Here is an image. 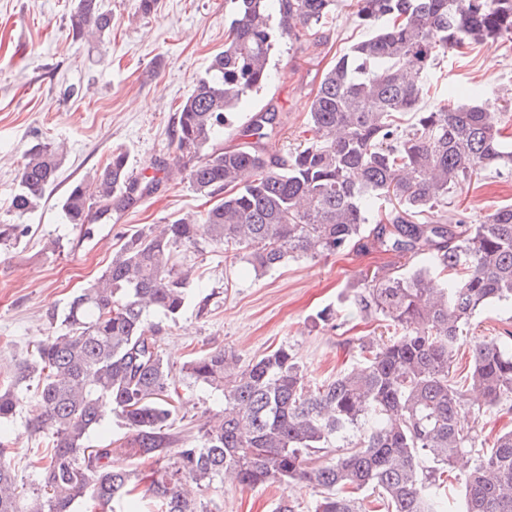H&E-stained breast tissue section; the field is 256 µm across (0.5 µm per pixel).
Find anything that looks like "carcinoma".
Wrapping results in <instances>:
<instances>
[{
	"mask_svg": "<svg viewBox=\"0 0 512 512\" xmlns=\"http://www.w3.org/2000/svg\"><path fill=\"white\" fill-rule=\"evenodd\" d=\"M355 5L376 31L324 73L306 119L316 141L280 159L270 155L275 109L228 147L224 130L237 104L268 83L278 39L319 42L336 0H224V51L181 102L173 135L183 179L217 203L125 236L67 303L59 328L33 342L17 380L37 379L29 425L46 446L31 449L24 480L0 429V512H73L77 502L88 512H211L210 501L188 497L189 483L202 491L297 485L315 492L313 512H452L454 481L460 512H512V430L488 438L478 425L512 407V347L498 336L475 341L467 385L453 381L473 315L512 307V204L466 227L443 211L448 194L480 172L512 170L506 108L459 105L450 94L420 107L437 59L512 40V0ZM70 22L74 39L100 43L111 18L97 0H75ZM405 112L415 115L406 130ZM63 156L40 143L24 153L17 217L38 208ZM160 182L132 178L116 150L59 207L68 224H108ZM376 199L391 207L371 213ZM25 231L0 223V248ZM204 243L257 271L358 247L418 263L362 275L354 306L390 335L361 341L359 361L332 380L310 383L286 345L247 362L216 347L184 363L194 383L221 392L224 408L172 448L168 429L183 403L148 318L182 315L193 269L178 256ZM106 405L131 438L95 448L88 437ZM22 406L16 386L0 387V425Z\"/></svg>",
	"mask_w": 512,
	"mask_h": 512,
	"instance_id": "cac0c4a2",
	"label": "carcinoma"
}]
</instances>
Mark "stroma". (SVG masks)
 I'll list each match as a JSON object with an SVG mask.
<instances>
[{
  "instance_id": "stroma-1",
  "label": "stroma",
  "mask_w": 512,
  "mask_h": 512,
  "mask_svg": "<svg viewBox=\"0 0 512 512\" xmlns=\"http://www.w3.org/2000/svg\"><path fill=\"white\" fill-rule=\"evenodd\" d=\"M74 0H0V221H14L11 201L23 152L36 143H64L67 152L41 206L24 217L28 232L18 246L0 253V383L12 379L33 341L47 334L76 289L108 265L122 235L136 226L163 225L196 216L210 201L173 177V129L179 104L224 49V0H158L147 18L134 14V0H100L112 14L103 45L73 40L69 15ZM371 27L355 15L353 0H337L319 45L301 48L281 39L271 60V80L236 108V125L274 106L282 131L274 153L288 156L314 139L302 121L324 72ZM431 85L456 87L458 101L489 100L512 93V43L477 45L451 53L427 77ZM127 152L130 171L169 178L117 223L90 228L65 223L59 200L69 184L102 166L113 150ZM512 203V171L488 172L458 187L448 213L477 224L495 208ZM64 248L53 252L51 240ZM388 255L347 250L315 261L289 260L262 273L223 250L205 248L191 282L186 310L177 322L160 321L159 343L184 402L171 439L196 432L209 412L223 405L220 393L182 377L191 354L221 347L242 361L285 345L294 351L310 382L335 378L358 360L361 337L384 334L351 303L361 273L387 265ZM337 313V327L317 324L323 309ZM512 331V309L478 311L463 332L464 346ZM24 403L6 425L17 467L42 439L28 427L35 414L36 382L22 383ZM215 512H273L286 500L295 512H312L314 494L275 483L252 491L231 485L204 493Z\"/></svg>"
}]
</instances>
